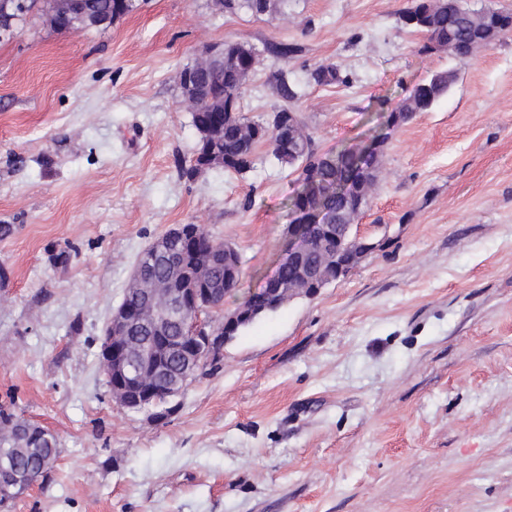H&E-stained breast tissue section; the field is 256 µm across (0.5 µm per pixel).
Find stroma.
<instances>
[{"mask_svg":"<svg viewBox=\"0 0 512 512\" xmlns=\"http://www.w3.org/2000/svg\"><path fill=\"white\" fill-rule=\"evenodd\" d=\"M411 3L135 0L105 28L35 9L0 36V403L59 442L11 512H512V33L460 61L402 27ZM227 42L299 45L262 55L241 112L281 105L287 71L322 152L455 81L387 140L357 219L375 250L240 330L157 419L113 401L100 359L139 256L177 224L231 243L221 323L273 272L299 188L264 143L246 174L179 173L199 140L180 75ZM329 64L341 81H311ZM433 86L435 95L428 101L410 100L409 96L403 101L400 112H403V124L408 122L415 112H425L429 110L436 101L448 91V70L436 71L431 74L425 82Z\"/></svg>","mask_w":512,"mask_h":512,"instance_id":"1","label":"stroma"}]
</instances>
